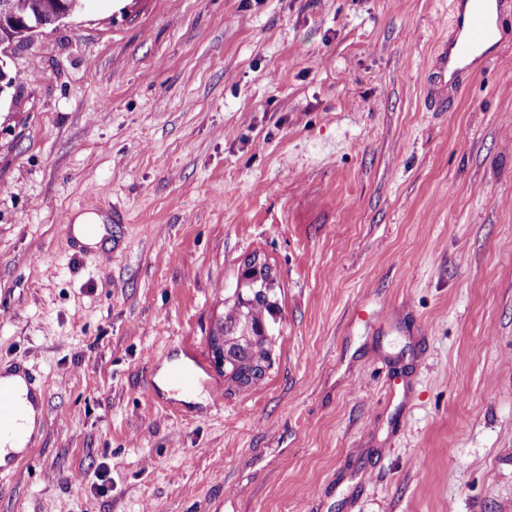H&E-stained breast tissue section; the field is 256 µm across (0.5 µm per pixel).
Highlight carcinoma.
Returning a JSON list of instances; mask_svg holds the SVG:
<instances>
[{
  "mask_svg": "<svg viewBox=\"0 0 512 512\" xmlns=\"http://www.w3.org/2000/svg\"><path fill=\"white\" fill-rule=\"evenodd\" d=\"M25 2L27 14L41 16L46 28L55 24L60 13L78 4V0ZM239 279L245 287L225 302L224 314L209 333V347L214 360L227 362L224 376L239 388H250L262 381L269 367L280 308L270 266L264 264L258 270L246 262Z\"/></svg>",
  "mask_w": 512,
  "mask_h": 512,
  "instance_id": "obj_1",
  "label": "carcinoma"
}]
</instances>
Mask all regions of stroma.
I'll use <instances>...</instances> for the list:
<instances>
[{
    "label": "stroma",
    "mask_w": 512,
    "mask_h": 512,
    "mask_svg": "<svg viewBox=\"0 0 512 512\" xmlns=\"http://www.w3.org/2000/svg\"><path fill=\"white\" fill-rule=\"evenodd\" d=\"M455 7L83 0L13 45L0 369L50 387L0 512H512V49L430 107ZM251 257L242 390L208 336ZM74 228L73 232L76 238L87 245H96L100 241V236H90L87 234L85 226H86L88 233L94 234L98 229V224L101 223V217H99L95 213H84L81 215H78L74 220ZM244 263L232 296L224 304V314L209 333L214 362L225 359L224 376L238 388H250L262 381L269 367L271 343L280 312L272 269H248ZM239 292L237 293V289ZM247 329L248 339L242 338ZM265 332L268 335H265Z\"/></svg>",
    "instance_id": "35a3bbf8"
}]
</instances>
